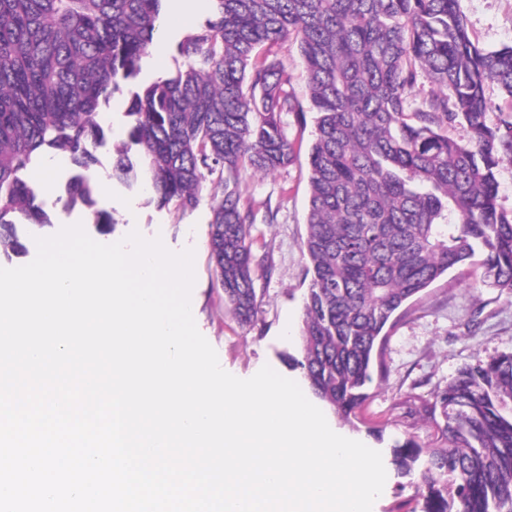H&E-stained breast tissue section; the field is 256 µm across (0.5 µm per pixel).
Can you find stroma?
Here are the masks:
<instances>
[{
    "label": "stroma",
    "instance_id": "obj_1",
    "mask_svg": "<svg viewBox=\"0 0 512 512\" xmlns=\"http://www.w3.org/2000/svg\"><path fill=\"white\" fill-rule=\"evenodd\" d=\"M459 8L483 45L512 43V0H459ZM209 13V8H202L185 22L162 10L161 37L166 51L162 61L144 60L140 82L149 83L175 71L182 63L176 53L177 43L189 24L199 23ZM289 136L295 144V164L273 175H246L241 183L244 195L270 200L279 208L274 223H258L252 229L253 250L268 254L270 267L255 271L258 317L249 327L237 323L209 265L208 203L184 213L161 209L144 186L129 189L115 183L96 196L98 208L110 212L114 219L111 234L99 236V243L117 242L136 229L148 238L161 237L173 251L194 248L196 281L191 301L196 325L215 348L222 368L243 379L265 365L285 378H300L284 363L283 356L295 347L307 288L302 241L306 235V159L311 133L294 126ZM483 274L480 262L467 263L409 302L387 346L385 377L373 379L370 398L356 425L328 416L333 431L380 452L408 439L426 451L437 447L433 423L409 413L405 399H432L437 388L461 366L512 352V291L483 286ZM385 470L384 490L372 512H423V497L413 478L398 476L390 464Z\"/></svg>",
    "mask_w": 512,
    "mask_h": 512
}]
</instances>
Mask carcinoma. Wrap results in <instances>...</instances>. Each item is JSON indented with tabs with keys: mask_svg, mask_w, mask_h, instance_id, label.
I'll use <instances>...</instances> for the list:
<instances>
[{
	"mask_svg": "<svg viewBox=\"0 0 512 512\" xmlns=\"http://www.w3.org/2000/svg\"><path fill=\"white\" fill-rule=\"evenodd\" d=\"M163 0H0V259L28 253L31 227L56 213L28 172L68 157L64 212L96 208L106 138L99 120L128 91V141L113 148L112 181L142 184L161 208L193 210L206 183L209 253L238 323L258 317L251 227L271 202L243 196L244 175L296 160L291 125L307 123L309 276L290 357L311 392L352 423L397 313L450 269L482 256L483 283L512 291V213L497 203V170L512 159V44H480L459 0H210L211 14L178 43L182 67L141 85ZM297 46L306 99L286 59ZM432 85L417 105L418 77ZM506 116L487 123L489 83ZM458 124L468 139L448 128ZM415 412L443 447L391 449L417 476L425 512H512V353L460 367Z\"/></svg>",
	"mask_w": 512,
	"mask_h": 512,
	"instance_id": "carcinoma-1",
	"label": "carcinoma"
}]
</instances>
